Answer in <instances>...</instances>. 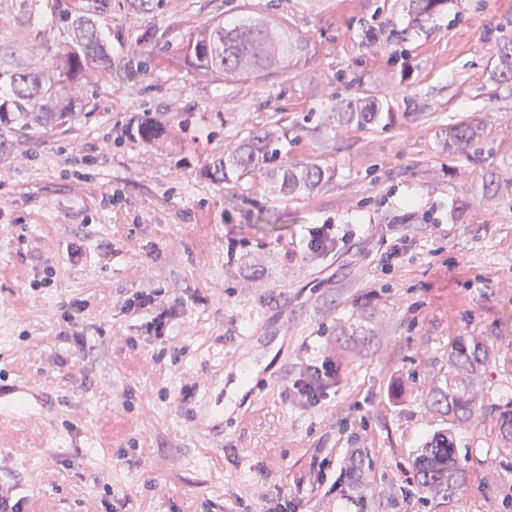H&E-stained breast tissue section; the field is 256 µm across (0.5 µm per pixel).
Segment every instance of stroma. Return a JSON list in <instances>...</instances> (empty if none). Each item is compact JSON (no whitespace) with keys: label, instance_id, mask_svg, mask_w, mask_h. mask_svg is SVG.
Masks as SVG:
<instances>
[{"label":"stroma","instance_id":"1","mask_svg":"<svg viewBox=\"0 0 512 512\" xmlns=\"http://www.w3.org/2000/svg\"><path fill=\"white\" fill-rule=\"evenodd\" d=\"M257 11L308 38L312 59L267 81L123 76L127 61L175 50L202 24ZM374 15L394 39L362 43ZM511 20L512 0H448L417 31L406 0H167L155 16L112 0L111 76L67 88L81 121L35 134L0 126V372L37 394L30 422L0 428V475L35 512H104L109 491L129 512H219L237 497L238 512H258L261 494L315 457L331 461L317 491L331 512H492L483 484L512 478L493 451L495 416L456 424L432 396H466L471 376L449 356L480 339L494 347L482 385L512 398L499 367L512 358V87L492 75L488 37ZM64 39L45 0H0V71L47 67ZM370 95L420 112L386 129L337 125L338 100ZM145 118L173 140L132 138ZM464 118L483 126L467 159L435 138ZM268 125L287 129L290 158L332 179L288 197L259 177L208 175ZM491 174L501 191L487 200ZM323 224L344 241L317 257L307 242ZM397 236L412 245L384 264ZM46 266L52 284L32 287ZM141 289L185 308L167 344L134 350L143 327L120 305ZM73 299L89 303L86 381L57 313ZM329 352L325 404L304 408L289 388ZM444 428L476 476L450 500L419 489L414 470L422 441ZM356 448L370 463L358 491L339 481Z\"/></svg>","mask_w":512,"mask_h":512}]
</instances>
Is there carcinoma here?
<instances>
[{
    "label": "carcinoma",
    "mask_w": 512,
    "mask_h": 512,
    "mask_svg": "<svg viewBox=\"0 0 512 512\" xmlns=\"http://www.w3.org/2000/svg\"><path fill=\"white\" fill-rule=\"evenodd\" d=\"M448 5V0H408L407 11L412 25L421 27L434 21ZM59 22L67 28L68 40L51 65L43 70L13 69L0 72L7 78L10 93L0 99V125L29 128L70 126L83 115L65 95L66 83L82 80L88 84L99 81L101 69L112 66V42L105 33L112 32V0H65L59 9ZM497 47L499 82H512V24L501 25L490 32ZM314 53L311 42L293 31L288 24L274 21L265 14H252L224 24L208 23L196 29L172 57H154L139 64L145 71L151 67L188 68L192 73L224 81L271 79L290 68L297 60ZM410 118L412 112L394 111L392 104L371 96L336 102V122L358 130L386 128L398 117ZM164 129L155 121L144 120L136 125L135 136L146 145L159 142ZM481 138L478 126L459 120L436 134L437 144L449 154L469 156ZM285 135L274 125L252 131L243 137L234 150L218 158L211 175L220 182H236L260 172L280 175V189L286 194L312 191L330 179L326 171L288 159L284 152ZM455 366L476 372L488 362L484 345H461L451 353ZM433 403L443 405L456 418L467 420L475 411L472 400L464 401L438 392ZM498 412V455L512 458V399L487 402ZM417 486L434 497L453 498L463 488L469 472L461 465L453 439L448 433L433 435L422 446L415 462ZM364 457L355 452L350 469L345 471L346 484L363 480ZM498 512H512V484L508 488L486 489Z\"/></svg>",
    "instance_id": "cac0c4a2"
}]
</instances>
